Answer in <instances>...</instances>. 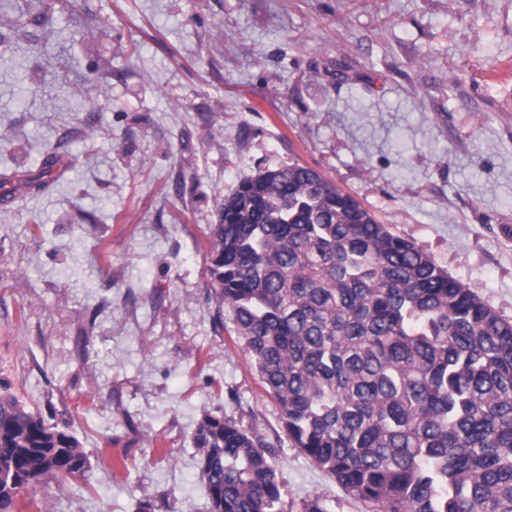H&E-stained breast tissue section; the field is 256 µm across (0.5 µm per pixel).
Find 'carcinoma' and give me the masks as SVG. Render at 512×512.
<instances>
[{
	"label": "carcinoma",
	"mask_w": 512,
	"mask_h": 512,
	"mask_svg": "<svg viewBox=\"0 0 512 512\" xmlns=\"http://www.w3.org/2000/svg\"><path fill=\"white\" fill-rule=\"evenodd\" d=\"M206 238L293 447L372 512H512V321L299 162L241 179ZM193 443L209 512H284L260 435L207 415ZM89 467L0 385V512Z\"/></svg>",
	"instance_id": "cac0c4a2"
}]
</instances>
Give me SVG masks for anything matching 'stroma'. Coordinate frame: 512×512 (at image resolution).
Here are the masks:
<instances>
[{
	"label": "stroma",
	"instance_id": "35a3bbf8",
	"mask_svg": "<svg viewBox=\"0 0 512 512\" xmlns=\"http://www.w3.org/2000/svg\"><path fill=\"white\" fill-rule=\"evenodd\" d=\"M49 4L0 0V381L91 467L19 512H207V415L273 446L284 512H368L283 434L205 235L297 160L512 321V0Z\"/></svg>",
	"mask_w": 512,
	"mask_h": 512
}]
</instances>
